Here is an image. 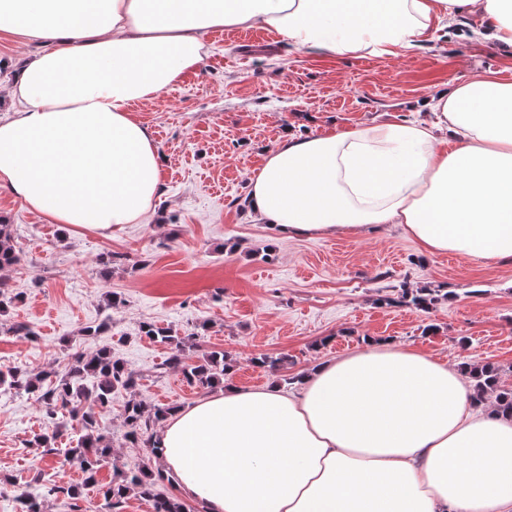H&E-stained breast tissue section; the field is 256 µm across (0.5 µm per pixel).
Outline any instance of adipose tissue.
I'll use <instances>...</instances> for the list:
<instances>
[{"mask_svg":"<svg viewBox=\"0 0 512 512\" xmlns=\"http://www.w3.org/2000/svg\"><path fill=\"white\" fill-rule=\"evenodd\" d=\"M467 16L512 56V0H0V31L42 43L14 65L0 188L103 236L146 223L163 158L132 106L201 65L204 32L384 58ZM430 107L434 125L284 138L249 181L251 211L288 238L400 224L431 255L512 258V80L477 71ZM155 438L162 471L206 512H512V416L413 348L320 362L294 392L226 386Z\"/></svg>","mask_w":512,"mask_h":512,"instance_id":"obj_1","label":"adipose tissue"}]
</instances>
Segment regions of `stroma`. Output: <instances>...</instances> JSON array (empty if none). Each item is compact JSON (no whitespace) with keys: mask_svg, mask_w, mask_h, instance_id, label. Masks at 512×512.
I'll return each mask as SVG.
<instances>
[{"mask_svg":"<svg viewBox=\"0 0 512 512\" xmlns=\"http://www.w3.org/2000/svg\"><path fill=\"white\" fill-rule=\"evenodd\" d=\"M477 26L463 19L458 32L430 34L385 59L311 53L265 29L207 31L199 68L134 106L166 159L153 223L124 224L105 237L30 213L0 188V217L22 257L0 272L13 297L0 316V366L61 371L71 362L66 346L111 349L136 387L113 391L112 412L100 424L129 471L156 461L126 441L125 403L137 397L184 407L205 395L166 367L169 348L141 335L145 323L195 334L190 361L224 351L243 387L302 377L371 337L457 369L492 364L500 385L512 387V258L482 264L427 256L399 224L362 238L279 239L247 202L250 176L286 134L427 119L431 97L474 71L512 77V58L476 39ZM37 48L0 32V119L15 108L3 92L13 62ZM426 289L437 293L428 309L406 302L405 292ZM112 294L121 305L109 306ZM17 323L35 338L11 333ZM90 327L95 335H87ZM260 354L288 363L275 372L254 366ZM67 418L62 411L56 420ZM53 421L31 396L0 391V512H15L24 483L38 478L84 487L76 503L49 498L46 512H108L75 464L29 446Z\"/></svg>","mask_w":512,"mask_h":512,"instance_id":"stroma-1","label":"stroma"}]
</instances>
